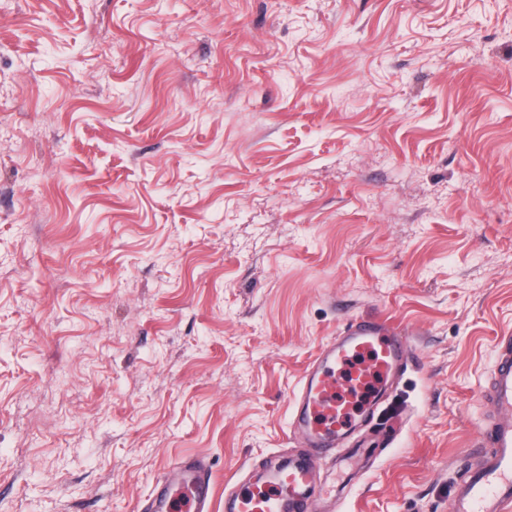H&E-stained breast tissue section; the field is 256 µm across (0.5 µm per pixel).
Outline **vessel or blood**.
I'll list each match as a JSON object with an SVG mask.
<instances>
[{"label":"vessel or blood","mask_w":512,"mask_h":512,"mask_svg":"<svg viewBox=\"0 0 512 512\" xmlns=\"http://www.w3.org/2000/svg\"><path fill=\"white\" fill-rule=\"evenodd\" d=\"M401 331L381 317L354 318L329 340L303 377L295 429L305 454L274 465L262 481L231 487L235 512H317L315 470L336 438L352 428L357 408L374 413L379 398L406 367ZM496 422L479 432L485 453L458 485L452 512H512V341L502 345L486 394ZM211 483L204 461L180 459L156 484L148 512H210Z\"/></svg>","instance_id":"b4317fda"}]
</instances>
